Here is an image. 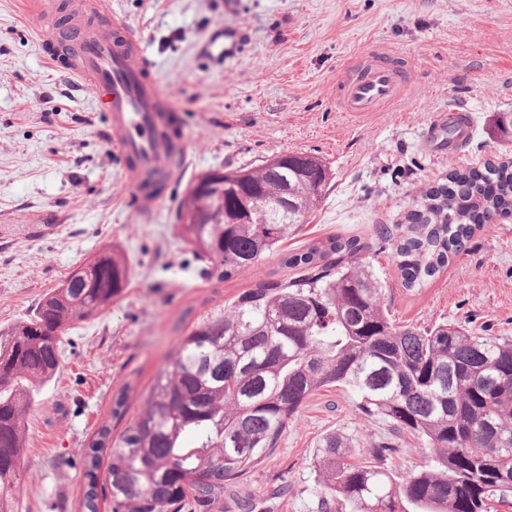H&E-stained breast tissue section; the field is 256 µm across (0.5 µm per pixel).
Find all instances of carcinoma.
<instances>
[{"label": "carcinoma", "instance_id": "cac0c4a2", "mask_svg": "<svg viewBox=\"0 0 512 512\" xmlns=\"http://www.w3.org/2000/svg\"><path fill=\"white\" fill-rule=\"evenodd\" d=\"M223 169L176 210L207 280H230L296 235L329 179L307 154ZM453 170L418 192L394 259L402 286L422 288L476 229L512 213V161ZM499 180L482 193L484 175ZM288 190L291 209L274 206ZM360 239L328 236L280 254L291 277L267 279L194 324L162 365L144 408L118 438L100 428L83 454L81 507L98 512H224V485L278 447L304 402L342 387L367 416L416 436L432 464L400 475L351 461L334 433L316 449L320 512H498L512 507V339L458 323L396 324ZM130 282L123 251L103 247L0 329V512H18L25 413L60 370L62 336L118 301ZM105 475H100L102 461Z\"/></svg>", "mask_w": 512, "mask_h": 512}]
</instances>
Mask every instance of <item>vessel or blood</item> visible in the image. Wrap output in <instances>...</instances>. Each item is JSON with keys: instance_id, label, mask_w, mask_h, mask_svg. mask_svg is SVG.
<instances>
[{"instance_id": "obj_1", "label": "vessel or blood", "mask_w": 512, "mask_h": 512, "mask_svg": "<svg viewBox=\"0 0 512 512\" xmlns=\"http://www.w3.org/2000/svg\"><path fill=\"white\" fill-rule=\"evenodd\" d=\"M43 52L59 66L65 79L99 90V111L108 113L121 154L128 160L126 175L133 197L145 209L156 200L142 187L143 170L157 167L164 155L186 156L182 140L159 136V113L164 108L158 82L132 29L104 10L100 0H85L80 15L66 34L51 31ZM359 79L343 84L338 97L342 111L376 112L397 99L406 82L400 73L363 58Z\"/></svg>"}]
</instances>
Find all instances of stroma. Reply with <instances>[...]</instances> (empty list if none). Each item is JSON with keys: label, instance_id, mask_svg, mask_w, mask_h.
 <instances>
[{"label": "stroma", "instance_id": "1", "mask_svg": "<svg viewBox=\"0 0 512 512\" xmlns=\"http://www.w3.org/2000/svg\"><path fill=\"white\" fill-rule=\"evenodd\" d=\"M25 0H0V327L106 243L125 252L132 278L122 298L64 337L62 365L26 414L20 512H81V454L102 426L120 435L112 399L140 412L159 368L185 329L278 272L265 259L228 281L204 280L178 233L177 204L200 172L256 166L280 153L318 157L330 170L291 250L328 235L371 245L397 323H465L479 336L512 337V219L487 223L426 286L401 285L393 260L420 189L462 166L512 158L498 128L512 113V0H101L137 30L179 138L189 145L155 208L129 199L117 137L95 89L76 90L47 64L43 17ZM395 54L408 83L379 112L340 111L336 91L371 50ZM469 110L459 157L425 144L427 123ZM353 459L401 474L431 462L411 434L357 411L339 387L316 392L279 445L224 493L254 512H318L314 450L328 433ZM380 442L394 447L376 459Z\"/></svg>", "mask_w": 512, "mask_h": 512}]
</instances>
